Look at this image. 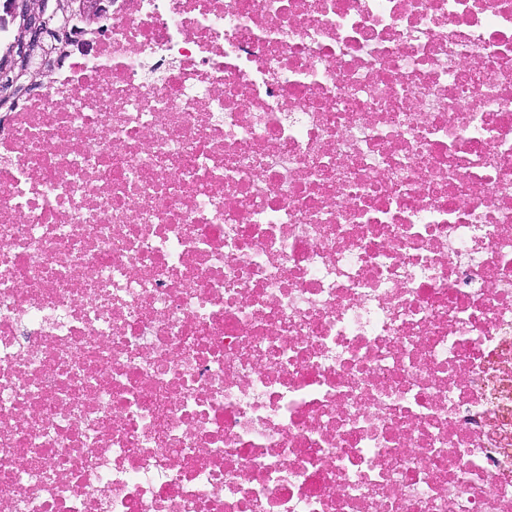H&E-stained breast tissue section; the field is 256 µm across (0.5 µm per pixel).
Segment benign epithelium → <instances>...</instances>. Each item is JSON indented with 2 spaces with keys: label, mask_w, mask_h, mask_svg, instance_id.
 I'll return each mask as SVG.
<instances>
[{
  "label": "benign epithelium",
  "mask_w": 512,
  "mask_h": 512,
  "mask_svg": "<svg viewBox=\"0 0 512 512\" xmlns=\"http://www.w3.org/2000/svg\"><path fill=\"white\" fill-rule=\"evenodd\" d=\"M111 0H87L86 19L92 24L98 18L109 12ZM14 12L25 19V33L23 38L13 47V55L23 56L30 46L39 44L54 35L69 43H83L84 32L61 23L56 27L48 25V19L60 16L59 4L53 0H14ZM63 63V58L50 56L41 62L35 76L26 85V89L36 92L45 87L56 69ZM12 63L7 60L0 62V98L8 99L16 94L17 86L11 76Z\"/></svg>",
  "instance_id": "benign-epithelium-1"
}]
</instances>
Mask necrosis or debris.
I'll list each match as a JSON object with an SVG mask.
<instances>
[{"label":"necrosis or debris","mask_w":512,"mask_h":512,"mask_svg":"<svg viewBox=\"0 0 512 512\" xmlns=\"http://www.w3.org/2000/svg\"><path fill=\"white\" fill-rule=\"evenodd\" d=\"M0 113V512H512V0H112ZM63 63V58L59 56H50L41 62L40 67L36 70L35 76L26 85L28 91L37 92L39 89L44 88L47 82L54 74L56 69ZM45 88L42 90V92ZM39 92V93H42Z\"/></svg>","instance_id":"necrosis-or-debris-1"}]
</instances>
